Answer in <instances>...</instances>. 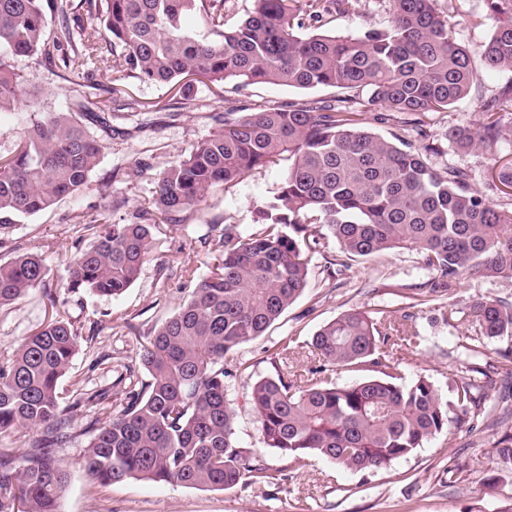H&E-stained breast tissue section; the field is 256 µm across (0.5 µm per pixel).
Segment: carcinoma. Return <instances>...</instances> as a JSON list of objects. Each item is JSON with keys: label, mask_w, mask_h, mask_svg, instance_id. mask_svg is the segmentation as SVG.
I'll use <instances>...</instances> for the list:
<instances>
[{"label": "carcinoma", "mask_w": 512, "mask_h": 512, "mask_svg": "<svg viewBox=\"0 0 512 512\" xmlns=\"http://www.w3.org/2000/svg\"><path fill=\"white\" fill-rule=\"evenodd\" d=\"M387 2L388 26L336 34L322 30L336 0H253L230 30L224 0H0V111L26 96L13 65L18 56H39L74 85L66 110L43 113L14 150L0 154V230L75 195L99 165L102 139L87 121L110 138L112 117L90 111L97 71L119 69L150 84L193 76L215 86L342 91L258 112L224 107L213 115L216 130L160 172L133 220L101 223L90 247L80 246V236L62 242L70 253L67 291L117 297L139 278L160 227L185 229L214 187L292 159L251 230L207 224L195 238L214 264L198 276L190 260L181 261L188 298L141 344L138 363L148 380L122 389L117 409L100 393L79 392L60 405L59 385L81 336L61 315L0 362V433L36 431L21 460L0 451V512H61L67 473L57 449L68 438L70 413L82 406L94 409L83 462L97 481L220 490L265 481L268 468L236 439L226 381L233 372L224 364L300 298L311 257L328 235L339 247L327 260L330 276L398 248L420 256L446 286L465 276L512 278V160L495 158L504 117L512 115V84L483 103L482 121L445 132L461 151L482 147L494 156L485 191L462 168L432 167L440 144L420 121L478 88L483 71L512 70V0H486L477 24L490 25L491 35L473 49L456 42L461 21L440 12L436 0ZM189 13L206 35L185 26ZM107 91L114 103L138 105L123 83L113 80ZM364 101L383 109L379 119L393 125L392 138L358 126ZM46 275L36 254L0 262V308L45 286ZM468 317L488 339L512 336V299L482 298ZM393 335L417 351L425 344L415 325L389 311H344L306 342L317 366L303 375L276 360L270 374L247 385L262 443L284 470L303 469L314 457L353 472L382 468L438 436L453 447L465 419L479 425L477 369L465 363L448 373V399L426 375L405 384L385 349ZM368 368L375 375L338 382ZM493 460L499 476L512 478V432L497 441Z\"/></svg>", "instance_id": "carcinoma-1"}]
</instances>
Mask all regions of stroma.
Wrapping results in <instances>:
<instances>
[{"instance_id":"35a3bbf8","label":"stroma","mask_w":512,"mask_h":512,"mask_svg":"<svg viewBox=\"0 0 512 512\" xmlns=\"http://www.w3.org/2000/svg\"><path fill=\"white\" fill-rule=\"evenodd\" d=\"M389 19L387 0H342L326 28L354 34L386 26ZM15 67L42 110L66 109L70 85L60 69L34 57L17 58ZM510 82L512 71H485L478 91L450 111L424 116L425 131L440 140L449 126L482 120L484 101ZM99 84L98 98L106 102L112 114V136L105 139L101 163L87 185L77 195L16 222L0 234V259L34 253L45 258L50 268L45 288L0 309V362L10 358L20 340L52 316L69 317L80 328L82 338L60 384L65 405L77 388L103 393L110 400L119 376L128 373L133 381L147 380L146 371L135 364L140 343L174 314L188 294L178 275L160 279L159 265L185 257L203 275L214 261L206 251L193 248L192 229L167 231L157 235L149 262L122 295L106 298L66 291L69 256L59 248L62 240L74 235L78 223H91L104 212L112 222H127L151 196L158 173L211 133L215 127L212 115L219 109L202 83L194 86L193 107L182 109L177 104V85L134 81L130 92L143 106L141 113L134 114L109 103L107 78H100ZM337 94L334 88L240 86L233 82L224 86L225 99L258 110ZM141 161L149 162L150 168L134 175ZM431 162L439 169L450 165L465 168L472 184L482 190L491 178L490 156L481 149L460 152L447 145ZM288 166V160L283 159L237 183L214 188L202 209L194 213V226L216 222L249 230L257 209L272 201ZM337 251L335 240L326 239L321 254L311 262L310 283L303 295L264 336L233 354V365L241 369L231 379L228 391L238 407L236 437L242 446L259 451L268 467L266 482L203 490L139 480L118 484L94 480L82 465L91 439L88 424L92 418L91 409L84 407L72 413L71 439L59 451L68 475L62 512H498L512 502V480L500 481L490 491L484 488L494 474L495 443L504 429L512 430V414L505 412L500 400L503 385L512 381V363L502 358L503 353L512 351V338L478 339L466 319L470 304L482 297L511 298L512 279L486 282L465 278L447 288L439 300L431 301L427 292L436 275L416 254L396 249L375 261L353 262L341 275L331 277L324 269L325 260ZM352 308H383L398 321L410 316L425 336L422 350L404 346L394 351L397 371L407 383L422 373L437 385L446 386L462 346L477 344L470 360L487 375L481 401L489 411L487 424L474 431L459 428L454 447H445L435 439L380 470L347 472L316 457L299 472L283 473L280 457L260 441L258 423L244 402L246 386L250 380L269 374L277 358H287L300 370L314 366L310 350L291 348L290 339H307L321 325Z\"/></svg>"}]
</instances>
